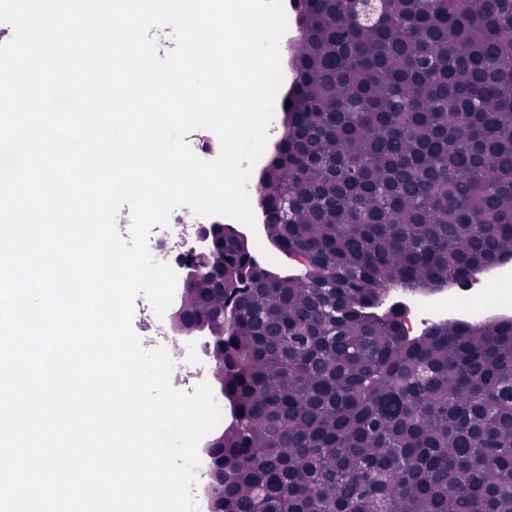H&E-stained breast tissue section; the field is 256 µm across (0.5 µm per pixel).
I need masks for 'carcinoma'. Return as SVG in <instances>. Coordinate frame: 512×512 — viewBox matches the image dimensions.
I'll return each mask as SVG.
<instances>
[{
  "mask_svg": "<svg viewBox=\"0 0 512 512\" xmlns=\"http://www.w3.org/2000/svg\"><path fill=\"white\" fill-rule=\"evenodd\" d=\"M263 234L184 295L232 420L218 512H512V320L409 339L371 306L512 257V0H299ZM248 239L252 243L255 254L263 261V265L271 267L277 261L278 250L265 239L263 232L258 226H255V232L251 230Z\"/></svg>",
  "mask_w": 512,
  "mask_h": 512,
  "instance_id": "1",
  "label": "carcinoma"
}]
</instances>
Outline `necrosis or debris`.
Instances as JSON below:
<instances>
[{
    "mask_svg": "<svg viewBox=\"0 0 512 512\" xmlns=\"http://www.w3.org/2000/svg\"><path fill=\"white\" fill-rule=\"evenodd\" d=\"M200 222V216L190 209H175L168 225L154 226L151 255L168 264L174 272H181L194 247ZM460 314L476 317L482 322L512 319V267L497 264L474 273L472 286L467 290L450 286L437 290L432 303L407 307L399 323L404 336L411 337L428 330L440 317ZM141 318L145 326L144 347L150 348L160 342L171 346L175 383L195 385L212 379L205 338L197 335L188 340L178 336L179 319L175 310H166L160 316L147 304L142 308Z\"/></svg>",
    "mask_w": 512,
    "mask_h": 512,
    "instance_id": "4bbe7bcc",
    "label": "necrosis or debris"
}]
</instances>
